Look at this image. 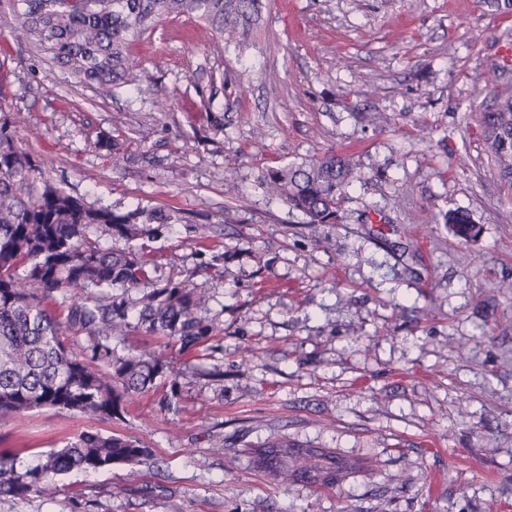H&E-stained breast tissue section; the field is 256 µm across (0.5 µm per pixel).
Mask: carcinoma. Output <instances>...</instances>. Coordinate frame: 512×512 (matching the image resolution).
<instances>
[{
  "instance_id": "carcinoma-1",
  "label": "carcinoma",
  "mask_w": 512,
  "mask_h": 512,
  "mask_svg": "<svg viewBox=\"0 0 512 512\" xmlns=\"http://www.w3.org/2000/svg\"><path fill=\"white\" fill-rule=\"evenodd\" d=\"M13 11L18 40L97 85L103 95L131 84L130 45L168 19L193 16L229 41L261 21L260 0H13ZM480 126L498 177L512 190V96L481 113ZM357 178L354 157L331 152L272 167L259 184L317 227L341 221L342 197ZM179 220L173 207L116 213L85 206L44 181L36 161L0 125L1 421L41 408L92 420L124 410L163 373L153 353L118 355L106 344L133 329L185 348L205 342L213 332L201 317L208 298L185 280L152 277L155 264L143 243ZM443 220L461 241L479 233L465 209L450 210ZM99 227L125 247L102 246L94 236ZM115 289L122 295L112 294ZM130 306L136 310L134 323ZM69 334H83L92 345L78 354L68 344ZM147 457L148 449L135 439L85 430L22 472L0 458V496L50 495L59 475L98 472ZM260 462L276 469L283 482L316 476L337 483L353 469L327 452L285 442L268 444Z\"/></svg>"
}]
</instances>
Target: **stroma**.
Segmentation results:
<instances>
[{"instance_id":"stroma-1","label":"stroma","mask_w":512,"mask_h":512,"mask_svg":"<svg viewBox=\"0 0 512 512\" xmlns=\"http://www.w3.org/2000/svg\"><path fill=\"white\" fill-rule=\"evenodd\" d=\"M262 3L237 44L166 21L131 46L137 86L103 97L18 44L0 0V123L88 207L180 208L157 273L205 291L214 326L191 349L111 339L164 363L115 417L0 422L20 471L85 430L152 452L0 512H512V193L479 123L512 95V7ZM331 151L359 167L340 223L262 192L267 168ZM457 207L476 239L444 224ZM278 439L357 467L282 484L253 464ZM444 224H448L449 231L461 241H470L474 239L479 228L472 218L471 214L462 208L448 211L443 216Z\"/></svg>"}]
</instances>
